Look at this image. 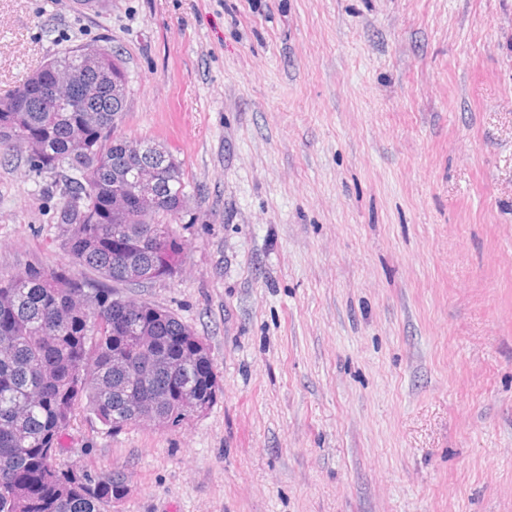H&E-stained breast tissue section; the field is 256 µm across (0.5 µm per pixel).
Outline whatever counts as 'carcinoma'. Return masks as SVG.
I'll list each match as a JSON object with an SVG mask.
<instances>
[{
    "label": "carcinoma",
    "mask_w": 512,
    "mask_h": 512,
    "mask_svg": "<svg viewBox=\"0 0 512 512\" xmlns=\"http://www.w3.org/2000/svg\"><path fill=\"white\" fill-rule=\"evenodd\" d=\"M54 63L96 83L81 97L65 83L39 86L40 68L0 97V154L14 147L3 130L34 132L29 159L60 176L54 216L61 247L74 265L94 271L89 288L64 268H33L0 278V512H100L122 500L127 485L63 471L53 462L74 409L83 405L116 431L146 420L179 423L207 410L221 392L206 344L174 313L121 294L179 272L183 243L167 217L185 203L183 170L161 145L112 138L122 117L112 86L82 68L74 50ZM47 94L56 106L13 108L22 97ZM142 148L168 164L155 206L144 213L112 211L117 183L132 178ZM112 287H107V283ZM125 321L112 325V309Z\"/></svg>",
    "instance_id": "cac0c4a2"
}]
</instances>
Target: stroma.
I'll use <instances>...</instances> for the list:
<instances>
[{
	"instance_id": "stroma-1",
	"label": "stroma",
	"mask_w": 512,
	"mask_h": 512,
	"mask_svg": "<svg viewBox=\"0 0 512 512\" xmlns=\"http://www.w3.org/2000/svg\"><path fill=\"white\" fill-rule=\"evenodd\" d=\"M180 162L173 278L221 393L179 425L77 409L101 512H512V0H0V96L82 47ZM0 157V276L68 260Z\"/></svg>"
}]
</instances>
